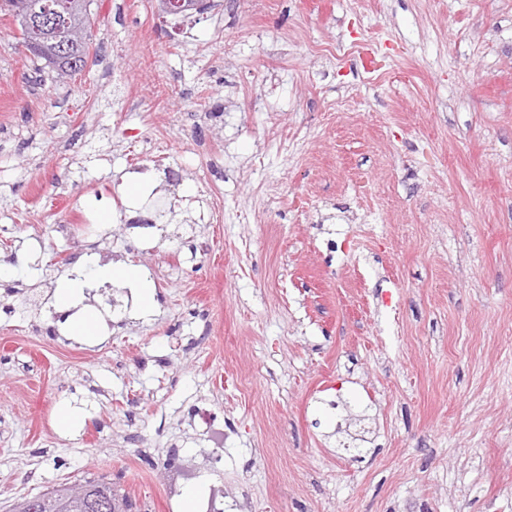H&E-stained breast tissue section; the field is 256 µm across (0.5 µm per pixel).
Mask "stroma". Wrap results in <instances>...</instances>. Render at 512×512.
<instances>
[{"instance_id":"35a3bbf8","label":"stroma","mask_w":512,"mask_h":512,"mask_svg":"<svg viewBox=\"0 0 512 512\" xmlns=\"http://www.w3.org/2000/svg\"><path fill=\"white\" fill-rule=\"evenodd\" d=\"M89 9L65 85L0 12V512L98 478L179 512L206 411L225 512H512V0ZM90 257L154 315L100 284L104 335L48 333ZM88 262V261H87ZM93 266L90 276L84 273V264L74 271V275L61 281L54 291V301L61 309L75 307L85 297V290L92 289L94 284L112 283L130 290L132 308L140 318L151 317L155 310L154 288L143 269L134 264L120 263L117 265Z\"/></svg>"}]
</instances>
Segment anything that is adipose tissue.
Masks as SVG:
<instances>
[{
    "instance_id": "obj_1",
    "label": "adipose tissue",
    "mask_w": 512,
    "mask_h": 512,
    "mask_svg": "<svg viewBox=\"0 0 512 512\" xmlns=\"http://www.w3.org/2000/svg\"><path fill=\"white\" fill-rule=\"evenodd\" d=\"M112 283L128 288L132 298V308L140 318L151 317L155 310L154 289L140 266L120 263L117 265H94L91 273L75 270L74 274L63 279L54 291L57 307L68 309L80 304L86 289L93 285Z\"/></svg>"
}]
</instances>
